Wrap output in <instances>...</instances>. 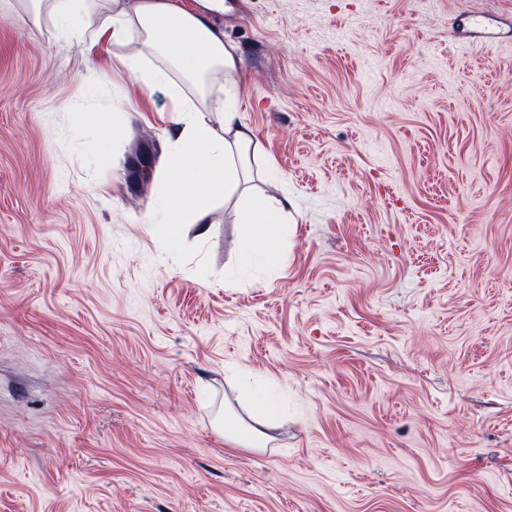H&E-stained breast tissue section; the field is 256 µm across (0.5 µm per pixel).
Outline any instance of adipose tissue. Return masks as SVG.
<instances>
[{
    "mask_svg": "<svg viewBox=\"0 0 512 512\" xmlns=\"http://www.w3.org/2000/svg\"><path fill=\"white\" fill-rule=\"evenodd\" d=\"M199 9H189L176 0H32L36 13L50 17L63 35L74 37L76 15L93 12L90 46L120 45L138 35L147 53L164 56L183 81H170L167 71L144 68L141 57L122 56L128 76L145 88L167 85L174 105L172 120L177 126L171 143L168 173L161 184L160 221L169 242H176L185 225L196 228L204 241L213 233L209 219L211 200L231 198L245 183L255 157L253 136L232 103L233 88H225L226 103L221 126H213L191 105L185 85H200L213 74L232 75L237 60L234 48L224 41V32L214 26L210 15L224 9V0H202ZM288 236V219L283 203L261 194L244 198L234 247L247 253L253 245L263 247L270 271H277L282 245ZM279 418L277 404L266 392L254 397L248 418L232 411L222 421L225 440L236 448H265L273 440Z\"/></svg>",
    "mask_w": 512,
    "mask_h": 512,
    "instance_id": "obj_1",
    "label": "adipose tissue"
}]
</instances>
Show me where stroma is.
<instances>
[{
    "label": "stroma",
    "mask_w": 512,
    "mask_h": 512,
    "mask_svg": "<svg viewBox=\"0 0 512 512\" xmlns=\"http://www.w3.org/2000/svg\"><path fill=\"white\" fill-rule=\"evenodd\" d=\"M212 21L281 174L253 183L288 203L276 274L232 250V203L165 244L167 87L101 73L136 42L0 0V512H512V0ZM77 112L109 114L110 164ZM249 379L282 412L262 450L216 426Z\"/></svg>",
    "instance_id": "stroma-1"
}]
</instances>
